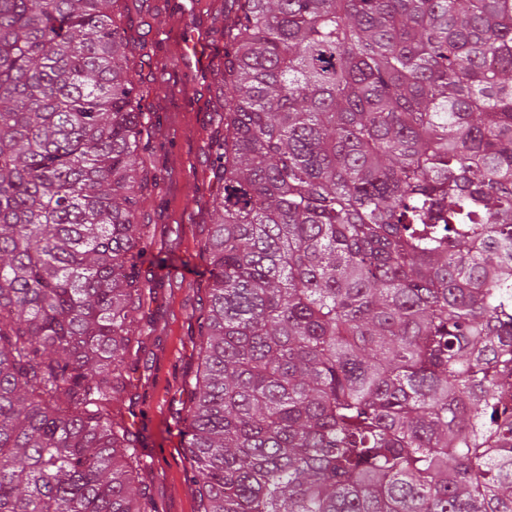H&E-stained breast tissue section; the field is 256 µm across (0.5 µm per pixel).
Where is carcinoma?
<instances>
[{
    "mask_svg": "<svg viewBox=\"0 0 512 512\" xmlns=\"http://www.w3.org/2000/svg\"><path fill=\"white\" fill-rule=\"evenodd\" d=\"M229 3L198 512H512V0ZM122 4L0 0V512H155Z\"/></svg>",
    "mask_w": 512,
    "mask_h": 512,
    "instance_id": "cac0c4a2",
    "label": "carcinoma"
}]
</instances>
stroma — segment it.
<instances>
[{
    "label": "stroma",
    "instance_id": "obj_1",
    "mask_svg": "<svg viewBox=\"0 0 512 512\" xmlns=\"http://www.w3.org/2000/svg\"><path fill=\"white\" fill-rule=\"evenodd\" d=\"M137 80L148 90L153 122L146 160L159 177L140 220L151 244L142 276L143 308L133 329L144 340L118 402L136 437L139 479L157 512H197L185 479L182 418L199 366L198 325L209 304V261L202 250L220 186L211 172L210 140L223 130L217 74L224 65V0H128ZM202 41L204 66L185 61L182 43Z\"/></svg>",
    "mask_w": 512,
    "mask_h": 512
}]
</instances>
